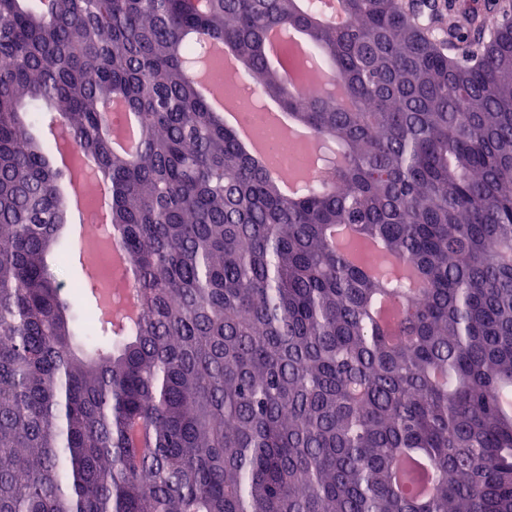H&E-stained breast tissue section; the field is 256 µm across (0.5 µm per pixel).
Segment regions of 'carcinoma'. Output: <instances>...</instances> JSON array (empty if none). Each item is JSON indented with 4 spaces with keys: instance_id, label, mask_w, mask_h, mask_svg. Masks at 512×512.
I'll return each instance as SVG.
<instances>
[{
    "instance_id": "carcinoma-1",
    "label": "carcinoma",
    "mask_w": 512,
    "mask_h": 512,
    "mask_svg": "<svg viewBox=\"0 0 512 512\" xmlns=\"http://www.w3.org/2000/svg\"><path fill=\"white\" fill-rule=\"evenodd\" d=\"M342 3L0 0V512H512V13ZM275 26L342 96L298 106ZM204 41L315 136L301 194L186 77ZM47 117L110 193L133 320L73 329ZM112 137L117 148L130 153L135 151L137 144L134 137V120L130 115L112 126Z\"/></svg>"
}]
</instances>
